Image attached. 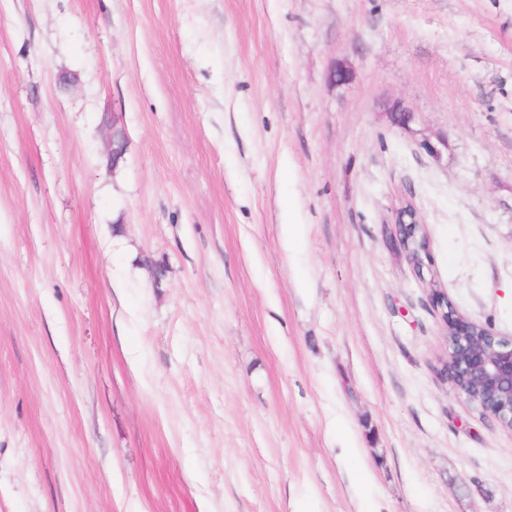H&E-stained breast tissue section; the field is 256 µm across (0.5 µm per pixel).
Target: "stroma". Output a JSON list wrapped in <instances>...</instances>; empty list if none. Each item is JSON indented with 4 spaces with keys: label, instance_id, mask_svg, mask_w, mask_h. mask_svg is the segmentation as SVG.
Wrapping results in <instances>:
<instances>
[{
    "label": "stroma",
    "instance_id": "obj_1",
    "mask_svg": "<svg viewBox=\"0 0 512 512\" xmlns=\"http://www.w3.org/2000/svg\"><path fill=\"white\" fill-rule=\"evenodd\" d=\"M405 199L512 338V0H0V512H512ZM389 224H393L406 257L413 265L416 277L420 281L424 282V269L428 268L431 257L429 238L426 236V246L416 251L413 250L409 244L408 228L410 225H419L423 230H425V226L418 209L411 201L401 203L399 206L392 209Z\"/></svg>",
    "mask_w": 512,
    "mask_h": 512
}]
</instances>
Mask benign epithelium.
<instances>
[{"label": "benign epithelium", "mask_w": 512, "mask_h": 512, "mask_svg": "<svg viewBox=\"0 0 512 512\" xmlns=\"http://www.w3.org/2000/svg\"><path fill=\"white\" fill-rule=\"evenodd\" d=\"M351 77V67L345 63L333 66L328 74L329 82L336 86L348 83ZM126 151L125 132L112 126V160H122ZM390 223L416 277L425 280L430 246L415 251L409 244V226L423 225L418 209L410 201L403 202L392 209ZM440 322L444 336L449 338L441 362L447 367L446 383L450 391L499 425L512 430V340L460 315L454 307L440 314Z\"/></svg>", "instance_id": "benign-epithelium-1"}]
</instances>
